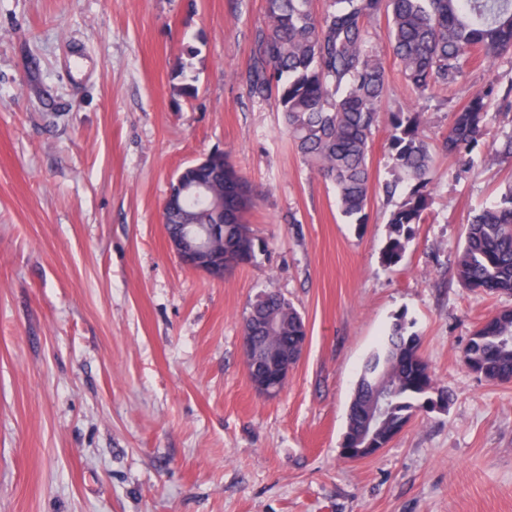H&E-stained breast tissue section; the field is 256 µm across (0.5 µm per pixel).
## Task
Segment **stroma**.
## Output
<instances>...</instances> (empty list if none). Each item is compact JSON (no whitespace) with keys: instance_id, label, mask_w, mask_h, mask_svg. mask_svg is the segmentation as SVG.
Returning a JSON list of instances; mask_svg holds the SVG:
<instances>
[{"instance_id":"1","label":"stroma","mask_w":512,"mask_h":512,"mask_svg":"<svg viewBox=\"0 0 512 512\" xmlns=\"http://www.w3.org/2000/svg\"><path fill=\"white\" fill-rule=\"evenodd\" d=\"M264 26L265 0H0V512H512V383L462 362L512 296L455 275L512 162L459 179L437 155L427 220L384 266L386 123L349 223L275 101L246 93ZM375 45L382 111L416 105L384 26ZM215 151L267 249L221 281L178 263L161 220L175 173ZM269 290L308 330L273 398L241 352ZM402 314L448 406L346 459L362 364Z\"/></svg>"}]
</instances>
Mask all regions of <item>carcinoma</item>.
Returning <instances> with one entry per match:
<instances>
[{
	"label": "carcinoma",
	"mask_w": 512,
	"mask_h": 512,
	"mask_svg": "<svg viewBox=\"0 0 512 512\" xmlns=\"http://www.w3.org/2000/svg\"><path fill=\"white\" fill-rule=\"evenodd\" d=\"M266 16L245 79L247 93L276 101L297 153L334 185L338 208L358 222L369 202V153L389 84L373 25L386 21L401 75L419 99L429 100L437 90L457 93L475 55L512 65V0H331L320 15L312 0H266ZM493 105L500 113L512 112V79L505 86L495 80L486 84L452 110L441 149L455 162L459 178L479 163L512 161V131L477 152ZM423 117L420 109L400 106L388 118L392 167L383 193L390 202L402 184L411 186L388 220L391 232L382 251L387 267L401 261L410 225L423 223L430 205L434 159L419 133ZM217 175L224 176V213L208 195L190 194L180 208L202 223L224 224V250L254 260L264 251L263 243L239 234L253 207L251 188L224 153L216 154L204 173ZM456 274L472 291L512 294V185L471 219ZM250 313L255 325L270 313L284 324V335H306L300 312L274 291L262 294ZM411 327L413 322L397 318L363 366L344 433L353 446L369 437L364 413L378 392L389 400L378 436L399 433L434 398L448 403L419 352V336L408 332ZM463 361L489 381L512 383V307L478 325Z\"/></svg>",
	"instance_id": "obj_1"
}]
</instances>
